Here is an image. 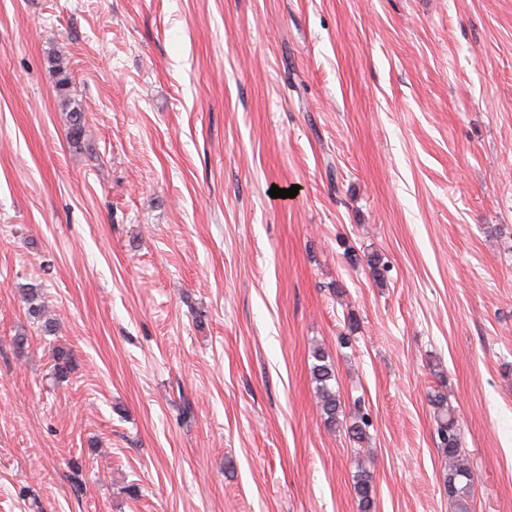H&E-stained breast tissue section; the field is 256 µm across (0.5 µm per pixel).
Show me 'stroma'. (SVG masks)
Segmentation results:
<instances>
[{
	"label": "stroma",
	"instance_id": "obj_1",
	"mask_svg": "<svg viewBox=\"0 0 512 512\" xmlns=\"http://www.w3.org/2000/svg\"><path fill=\"white\" fill-rule=\"evenodd\" d=\"M317 348L374 512L437 390L512 512V0H0V512H360ZM313 362L311 367L312 379L315 383V392L319 399V406L325 422L336 424L340 415L344 416L341 401L336 394L335 367L330 357L320 348L313 351Z\"/></svg>",
	"mask_w": 512,
	"mask_h": 512
}]
</instances>
